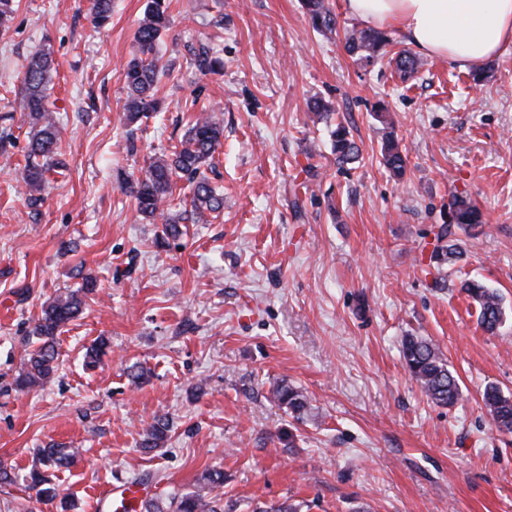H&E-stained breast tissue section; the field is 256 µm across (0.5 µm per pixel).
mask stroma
Here are the masks:
<instances>
[{
	"label": "stroma",
	"mask_w": 512,
	"mask_h": 512,
	"mask_svg": "<svg viewBox=\"0 0 512 512\" xmlns=\"http://www.w3.org/2000/svg\"><path fill=\"white\" fill-rule=\"evenodd\" d=\"M325 2L340 32L314 30L303 0H171L157 47L166 109L132 131L123 67L146 0H113L101 28L91 0H20L0 32V129L18 134L0 148V468L12 476L0 512H116L108 488L135 480L163 502L209 469L224 473L226 512L285 499L299 512H512V434L482 401L489 385L512 397V53L479 84L429 57L405 79L388 63L405 47L395 31L365 63L345 47L343 0ZM202 44L220 72L195 68ZM46 46L67 171L33 207L15 99ZM312 97L334 107L330 121L308 112ZM210 106L224 121L211 176L224 209L166 244L122 185ZM381 109L408 158L400 181L381 160ZM337 122L359 149L343 167ZM454 194L484 222L458 231L462 257L438 270L429 254ZM88 276L97 286L58 338L52 382L17 389L43 305ZM473 278L502 299L497 333L460 287ZM101 336L106 355L84 369ZM408 336L457 376L454 406L410 376ZM283 382L306 395L303 419L275 400ZM157 417L168 437L143 452ZM53 442L79 456L55 473L59 499L40 500L22 477Z\"/></svg>",
	"instance_id": "35a3bbf8"
}]
</instances>
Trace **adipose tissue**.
<instances>
[{"label": "adipose tissue", "instance_id": "ef3b65f1", "mask_svg": "<svg viewBox=\"0 0 512 512\" xmlns=\"http://www.w3.org/2000/svg\"><path fill=\"white\" fill-rule=\"evenodd\" d=\"M362 24L394 29L418 54L464 72L512 50V0H344Z\"/></svg>", "mask_w": 512, "mask_h": 512}]
</instances>
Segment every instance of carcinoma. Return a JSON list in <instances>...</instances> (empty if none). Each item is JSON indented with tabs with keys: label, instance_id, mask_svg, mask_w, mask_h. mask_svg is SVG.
Masks as SVG:
<instances>
[{
	"label": "carcinoma",
	"instance_id": "cac0c4a2",
	"mask_svg": "<svg viewBox=\"0 0 512 512\" xmlns=\"http://www.w3.org/2000/svg\"><path fill=\"white\" fill-rule=\"evenodd\" d=\"M304 6L313 28L330 32L336 28V18L324 0H304ZM19 7V0H0V28H8ZM169 0H147L143 17L135 32L136 50L124 69L127 97L124 104L127 125L133 126L160 111L157 97L159 76L166 72L160 64L157 46L162 34L170 25ZM94 23L103 27L112 17V0H92ZM388 42L377 30L353 27L345 32V45L350 53H357L368 62H373L379 50ZM194 65L202 73L216 72L223 67L222 59L212 48L202 45L192 50ZM397 71L404 77L415 73L419 59L410 51L402 49L393 58ZM56 67L52 52L42 49L33 54L21 78L18 107L28 114L27 163L23 181L28 190L29 205L43 201L42 192L48 185L47 173L61 164L58 159L59 120L51 108L49 85ZM224 140V122L213 113L196 118L180 141V146L168 155L154 159L144 177L128 184L127 190L135 199L138 213L146 220L154 221L162 214V207L173 195L177 180L184 179L191 186L190 209L165 219L163 234L167 239H178L183 235L180 222L191 220L206 222L207 215L224 207V194L214 186L208 173L215 168V154ZM333 151L340 165L354 161L356 147L347 128L338 123L331 130ZM382 162L395 179L404 177L407 156L400 150L391 133H386L381 147ZM482 223L481 211L466 198L453 195L448 201V223L441 225L437 235L440 244L431 252L430 261L437 267L452 265L463 254L462 245L456 238L457 230L473 228ZM94 283L85 279L82 287L68 290L56 296L42 308L41 316L30 330L34 349L29 353L23 368L15 379L20 389L45 386L57 371V336L63 327L82 311V295L93 291ZM463 291L478 304L482 327L488 332L496 331L503 323V308L497 293L478 280H467ZM403 359L411 377L426 395L442 406H452L461 395L458 381L449 369L437 348L429 341L408 336L403 343ZM279 404L299 419L307 409L303 392L288 384H280L274 390ZM484 406L492 417L495 427L512 433V399L503 395L495 386L486 387ZM169 424L157 418L145 430L141 447L150 452L165 441ZM78 456L75 448L50 444L37 449L38 465L34 466L24 480L40 499L52 500L57 489L52 483L49 470L68 468ZM202 486L193 492L174 493L170 497V512H223L220 499L210 495L215 488L224 485V473L208 470L202 477Z\"/></svg>",
	"mask_w": 512,
	"mask_h": 512
}]
</instances>
